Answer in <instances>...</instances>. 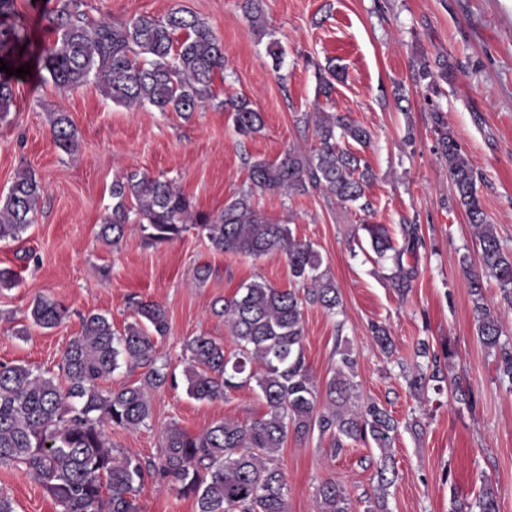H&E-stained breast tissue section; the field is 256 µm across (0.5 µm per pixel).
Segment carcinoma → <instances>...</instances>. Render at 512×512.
<instances>
[{"label":"carcinoma","mask_w":512,"mask_h":512,"mask_svg":"<svg viewBox=\"0 0 512 512\" xmlns=\"http://www.w3.org/2000/svg\"><path fill=\"white\" fill-rule=\"evenodd\" d=\"M81 5L82 0H57L48 16L55 38L36 43L14 21V0H0V59L14 69L25 63L36 66L59 88H76L92 79L114 105L129 111L149 105L189 118L214 99L216 77L224 74L229 59L224 41L194 12L176 8L163 18L134 15L112 23L88 19ZM242 10L251 26L265 33L262 0H243ZM13 102L12 79L0 77V123L7 121ZM222 105L232 112L239 134L249 136L263 128L262 113L248 97L231 96ZM50 125L56 147L73 154L78 141L68 113H51ZM434 130L455 201L475 228L478 261L466 252L460 265L468 280L477 337L493 357L499 385L512 391V334L504 330L484 293L485 280L492 278L512 306V248L487 222L475 171L439 111L434 112ZM313 136L316 145L308 157L290 151L275 162L248 161L249 189L232 196L217 214L195 209L169 180L127 170L112 181V209L99 230L109 245L118 244L129 231L157 245L195 229L217 252L255 259L285 253L300 287L280 289L252 280L224 299L220 314L237 344L235 353L226 355L223 345L204 334L184 344L189 396L212 401L253 385L266 412L245 423L218 420L200 434L173 425L164 433L157 459L143 463L136 457L116 458L105 426L147 425L152 416L149 392L169 382L167 364L156 347L168 333L167 312L158 304L135 301L136 318L120 332L104 314L82 318L81 334L70 341L59 367L65 386L25 365L0 363V466H25L61 512H138L135 496L147 472L178 495L193 498L196 512H288V485L275 452L290 434L308 438L316 433L328 440L332 457L351 441L380 449L377 485L367 512H388L387 489L399 479L389 449L400 434V422L383 404L353 402L356 359L348 351H337L339 367L325 384V401H320L304 355V309L316 306L336 314L342 304L339 288L322 268L313 244L294 239L288 225L269 219L252 201L256 191H320L340 203L359 204L373 174L340 140L364 145L370 141L369 131L319 108ZM43 198L44 187L35 174L19 172L0 196V241L22 238ZM361 229L377 255L390 256L387 278L406 295L418 277L413 259L425 245L420 225H400L398 247L384 224L365 223ZM65 316L64 306L47 297L36 299L27 314L43 330L57 327ZM372 339L383 353L391 352L386 326L373 324ZM456 356L449 341L438 350L425 339L417 341L412 364L401 366V372L419 402L429 390L440 392L448 384L457 403L476 407L471 387L459 376L448 377ZM255 363L260 369H253ZM123 365L143 369L139 382L103 390L101 381ZM315 500L317 512H353L346 490L334 480L318 485ZM448 512H499L492 484L486 483L473 500L451 491Z\"/></svg>","instance_id":"obj_1"}]
</instances>
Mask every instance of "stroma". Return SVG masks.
Returning <instances> with one entry per match:
<instances>
[{"label":"stroma","instance_id":"obj_1","mask_svg":"<svg viewBox=\"0 0 512 512\" xmlns=\"http://www.w3.org/2000/svg\"><path fill=\"white\" fill-rule=\"evenodd\" d=\"M242 0H82L88 18L123 22L134 15L161 17L184 7L209 22L223 39L229 63L215 83L216 98L190 119L145 107L128 111L107 99L95 83L74 90L43 81L38 73L16 79L8 122L0 123V193L18 172L33 170L45 192L34 224L17 241H0V268L18 273L17 285L0 290V362L58 373L81 318L101 313L123 328L134 318L130 296L163 306L169 331L157 352L176 382L154 392L148 425L107 428L115 456L147 460L158 455L170 425L201 433L227 417L246 422L263 414L256 390L200 402L187 393L183 343L206 334L235 349L231 332L213 304L242 283L260 278L288 289L294 280L285 254L251 259L214 251L196 231L156 247L132 232L111 247L97 237L112 204L115 176L138 169L174 180L196 208L217 213L231 196L248 189L247 160L280 159L287 150L308 154L313 128L305 114L333 104L336 113L367 128L370 146L352 144L370 165L365 191L369 211L327 200L321 192L286 196L256 194L267 217L311 242L342 296L329 316L317 307L303 316V348L317 385L333 375L337 349L357 359L360 401L385 404L420 432L402 430L391 454L400 474L389 490L388 512H448L451 490L475 498L484 482L497 493L500 512H512V393L498 385L494 361L480 344L459 259L474 250L471 225L453 201L448 172L432 123L440 110L473 167L482 174L479 194L498 235L512 246V11L501 0H265L266 39L245 18ZM285 49L282 64L265 51L267 38ZM448 74L439 93L419 81V60ZM341 72L332 98L317 94L319 68ZM248 96L264 127L254 136L236 132L227 96ZM63 111L77 130L79 148L61 153L48 116ZM416 224L425 240L418 277L399 296L386 275L391 260L370 248L362 222ZM210 267L197 283L199 265ZM67 309L51 330L32 329L27 309L37 297ZM386 325L394 341L383 355L372 324ZM448 339L457 356L454 372L470 382L475 410L450 393L422 405L410 395L400 366L411 361L418 340ZM373 445L352 444L330 457L318 436L288 437L276 454L288 484L289 512H316L315 491L325 480L341 484L354 512H365L376 486ZM0 495L15 512H60L25 467L0 468ZM139 512H196L193 499L145 477L136 496Z\"/></svg>","mask_w":512,"mask_h":512}]
</instances>
